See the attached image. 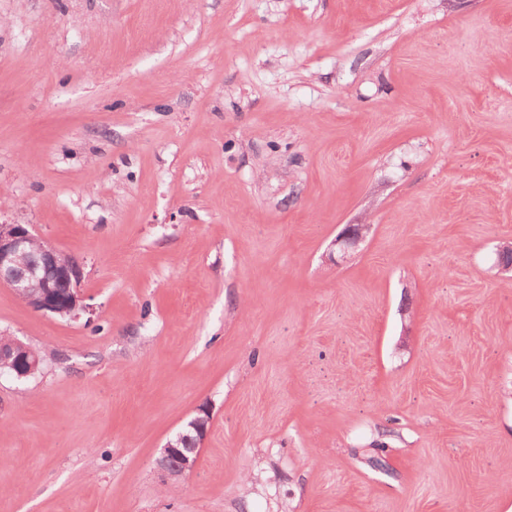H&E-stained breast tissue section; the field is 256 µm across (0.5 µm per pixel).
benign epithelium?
Returning <instances> with one entry per match:
<instances>
[{"label":"benign epithelium","instance_id":"benign-epithelium-1","mask_svg":"<svg viewBox=\"0 0 512 512\" xmlns=\"http://www.w3.org/2000/svg\"><path fill=\"white\" fill-rule=\"evenodd\" d=\"M364 226L351 225L336 239L341 257L356 248L363 237ZM42 244L41 264H29L32 246ZM83 265L80 258L66 254L35 234L23 224H0V283L11 288L17 296L34 309L56 314L55 289L62 286L69 289L73 310L83 308L81 293ZM23 352L32 357L30 367L39 362L37 353L31 348ZM21 352V353H23ZM11 348H0V375L22 378L23 357ZM210 416L203 414L187 422L186 427L175 437L168 439L157 461L159 470L166 480H178L189 474L195 467L199 449L209 426Z\"/></svg>","mask_w":512,"mask_h":512}]
</instances>
